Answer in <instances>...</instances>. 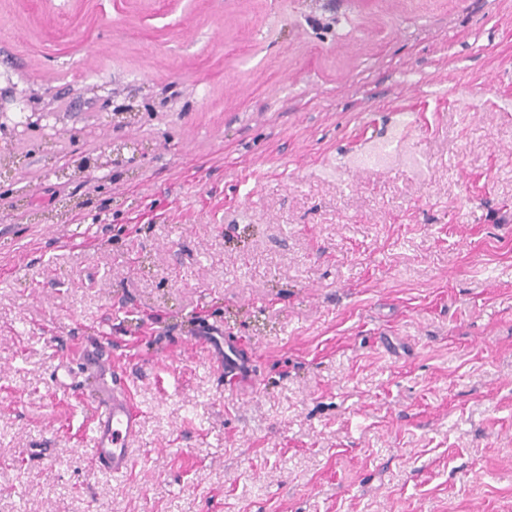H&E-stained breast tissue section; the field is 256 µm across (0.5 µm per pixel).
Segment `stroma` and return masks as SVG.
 Returning a JSON list of instances; mask_svg holds the SVG:
<instances>
[{
    "label": "stroma",
    "mask_w": 512,
    "mask_h": 512,
    "mask_svg": "<svg viewBox=\"0 0 512 512\" xmlns=\"http://www.w3.org/2000/svg\"><path fill=\"white\" fill-rule=\"evenodd\" d=\"M0 153V512H512V0H0ZM195 341L204 344L209 362L217 369L229 386H240L252 382L254 370L250 364L241 361L234 354L235 346L226 340L221 323H205L193 336ZM227 348V350H226ZM78 370L91 381L92 460L108 474L125 475L132 467L130 442L139 434L140 415L135 409L124 372L112 370L108 346L84 347ZM76 372L69 358H59L51 372V384L58 390L68 391L74 386Z\"/></svg>",
    "instance_id": "stroma-1"
}]
</instances>
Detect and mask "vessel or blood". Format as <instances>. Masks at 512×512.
I'll return each instance as SVG.
<instances>
[{
  "label": "vessel or blood",
  "mask_w": 512,
  "mask_h": 512,
  "mask_svg": "<svg viewBox=\"0 0 512 512\" xmlns=\"http://www.w3.org/2000/svg\"><path fill=\"white\" fill-rule=\"evenodd\" d=\"M195 339L204 344L209 362L227 385L252 381V366L239 360L231 350L221 324H204ZM79 373L92 386V460L100 471L126 474L132 467L129 445L140 431V415L132 403L124 375L113 370L109 348L100 344L83 348L78 361L59 358L51 372V384L59 390H71Z\"/></svg>",
  "instance_id": "b4317fda"
}]
</instances>
